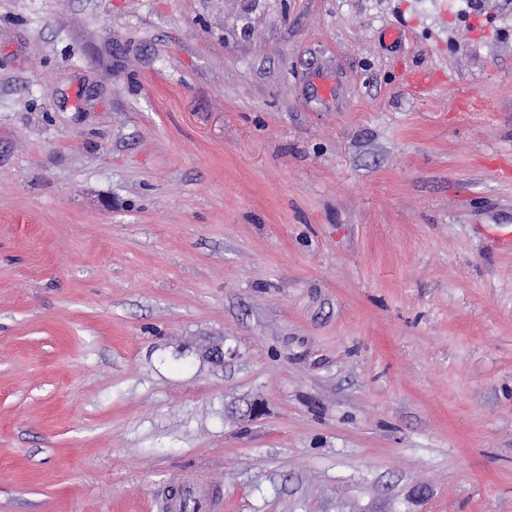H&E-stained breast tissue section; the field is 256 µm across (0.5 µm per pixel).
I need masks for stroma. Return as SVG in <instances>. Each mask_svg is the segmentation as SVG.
<instances>
[{"instance_id": "35a3bbf8", "label": "stroma", "mask_w": 512, "mask_h": 512, "mask_svg": "<svg viewBox=\"0 0 512 512\" xmlns=\"http://www.w3.org/2000/svg\"><path fill=\"white\" fill-rule=\"evenodd\" d=\"M504 162L512 0H0V512H512ZM219 496L216 486H197L179 484L177 494L166 500L165 507L169 512H210ZM194 510V511H193Z\"/></svg>"}]
</instances>
